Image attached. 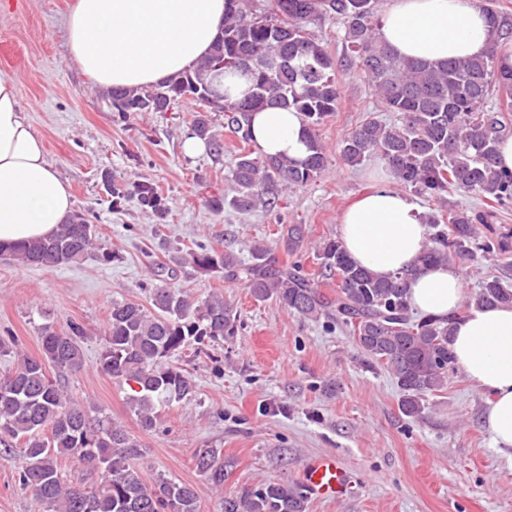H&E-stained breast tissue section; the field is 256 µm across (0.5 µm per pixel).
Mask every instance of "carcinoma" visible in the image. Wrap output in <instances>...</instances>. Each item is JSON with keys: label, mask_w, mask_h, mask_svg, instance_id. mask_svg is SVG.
Here are the masks:
<instances>
[{"label": "carcinoma", "mask_w": 512, "mask_h": 512, "mask_svg": "<svg viewBox=\"0 0 512 512\" xmlns=\"http://www.w3.org/2000/svg\"><path fill=\"white\" fill-rule=\"evenodd\" d=\"M375 0H271L261 10L248 0H225L224 28L197 66L146 89H112L121 115L160 112L179 99H190L204 110L192 115L195 134L206 140L217 161L224 141L212 133L209 113H224V126L241 142L251 141L249 116L264 106L300 113L306 131L307 155L301 159L255 156L239 150L230 173L239 187L230 205L238 210L274 207L290 189L315 180L328 165V153L318 128L340 97L336 60L307 30L316 16H328L344 29L353 61L397 119H370L345 137L339 155L350 166L378 156L405 189L445 200L448 193L474 194L488 203L512 201V171L497 166V144L512 112V73L496 69L494 51L471 58L437 62L397 55L375 35L379 19ZM483 10L497 39L512 38V19L488 0ZM247 76V94L231 100L224 94V75ZM492 96L505 107L486 110ZM219 99V106L207 104ZM141 205L163 219L162 197L150 186ZM492 212L473 214L448 210V222L428 218L432 229L419 263L447 264L455 259L496 257L509 267L508 237L483 234ZM305 231L290 224L282 236L288 255L302 249ZM97 249L95 226L75 214L53 235L0 248L27 266L57 267L85 258ZM319 277L303 271L298 261L280 266L270 247L254 245L249 258L201 245L185 263L247 288L258 301L274 299L307 319L331 317L349 328L368 358L385 367L401 391L400 410L421 415L427 397L448 382L455 363L449 348L453 313L446 319L416 317L408 304V273L379 277L356 265L336 240L318 251ZM336 282V295L322 285ZM151 308L134 301L114 302L107 319L97 364L109 377L135 384L130 402L141 428L156 422L161 402L189 400L193 379L169 364V359L194 343L206 353L212 342L238 333L237 312L223 295L193 298L183 287L155 288ZM512 304V285L500 276L484 279L468 297L465 308ZM84 328L69 323L41 330L38 356L16 352L13 367L0 374V447L18 454L19 483L31 489L46 512H198V495L187 484L158 476L145 477L135 438L104 410L74 400L49 369L60 373L83 367ZM70 457L100 472V483L88 489L66 481L58 459ZM199 473L214 487L224 485V463L206 449L198 455ZM224 512H308V497L297 485L264 479L239 497L224 498Z\"/></svg>", "instance_id": "carcinoma-1"}]
</instances>
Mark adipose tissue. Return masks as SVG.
Instances as JSON below:
<instances>
[{
  "mask_svg": "<svg viewBox=\"0 0 512 512\" xmlns=\"http://www.w3.org/2000/svg\"><path fill=\"white\" fill-rule=\"evenodd\" d=\"M223 22L224 0H76L66 29L71 58L99 87L147 88L194 68ZM376 35L400 56L431 62L493 47L496 67L512 70V44L495 45L477 0H387ZM251 131L264 155L306 154L297 112L259 109ZM72 207L13 79L0 72V246L50 236ZM421 215L411 196L382 179L341 212L340 240L352 261L378 276L411 271L414 311L444 318L466 300L464 276L453 264H419L427 237ZM451 350L456 367L487 396L483 419L494 448L512 457V305L472 309L455 323Z\"/></svg>",
  "mask_w": 512,
  "mask_h": 512,
  "instance_id": "adipose-tissue-1",
  "label": "adipose tissue"
}]
</instances>
